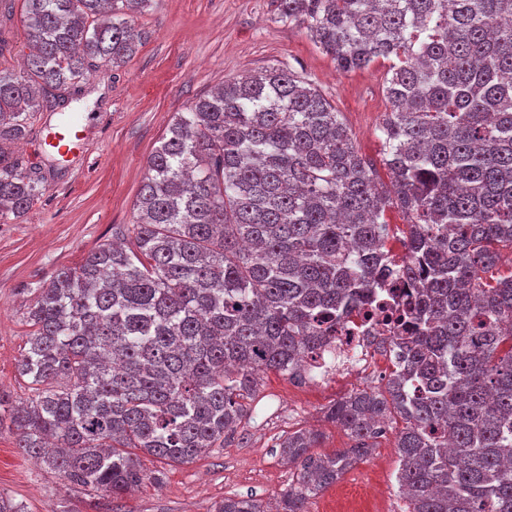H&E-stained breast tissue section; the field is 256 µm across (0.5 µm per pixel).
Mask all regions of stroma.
<instances>
[{
  "mask_svg": "<svg viewBox=\"0 0 512 512\" xmlns=\"http://www.w3.org/2000/svg\"><path fill=\"white\" fill-rule=\"evenodd\" d=\"M6 5L11 16L0 21V37L8 50L0 55V70L19 73L30 52L21 23L23 0ZM136 25L144 38L126 65L115 70L94 62L83 92L70 96L61 110L35 113L29 137L15 148L23 171L46 183L24 217L0 220V386L19 401L31 395L19 362L36 286L59 268L80 265L111 241L114 227L135 223L133 205L147 160L174 113L225 79L272 66L296 72L340 112L360 153L376 162L380 179H390L380 163L378 132L389 109L383 90L388 60L348 73L337 70L303 27L277 19L274 0H151ZM79 104L92 107L90 120L80 124V152L65 160L39 154V141ZM385 383L380 372L327 387L267 373L248 417L223 447L177 466L142 457L146 472H163L162 485L144 483L116 503L20 455L13 434L5 431L0 494L22 503L26 512H111L116 504L121 512H211L215 502L234 495L272 503L296 481L295 470L280 461V439L310 426L324 434L321 453L348 447L344 432L324 420L323 408L356 389ZM401 426L400 419L389 421L371 455L311 499L309 512H403L394 447Z\"/></svg>",
  "mask_w": 512,
  "mask_h": 512,
  "instance_id": "stroma-1",
  "label": "stroma"
}]
</instances>
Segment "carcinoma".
Instances as JSON below:
<instances>
[{
  "mask_svg": "<svg viewBox=\"0 0 512 512\" xmlns=\"http://www.w3.org/2000/svg\"><path fill=\"white\" fill-rule=\"evenodd\" d=\"M150 0H24L26 72H0V220L46 187L12 145L36 112L78 95L89 61L112 68ZM342 72L390 61L379 128L390 183L336 108L279 67L243 74L177 112L147 162L125 247L112 242L38 286L20 374L0 388V429L69 484L120 498L139 453L188 463L224 444L262 375L296 379L336 326L374 301L400 335L384 388L324 411L351 445L278 444L297 471L275 506L227 497L213 512H308L375 448H395L404 512H512V0H276ZM406 218L405 258L386 212ZM403 279L414 285L396 291Z\"/></svg>",
  "mask_w": 512,
  "mask_h": 512,
  "instance_id": "obj_1",
  "label": "carcinoma"
}]
</instances>
